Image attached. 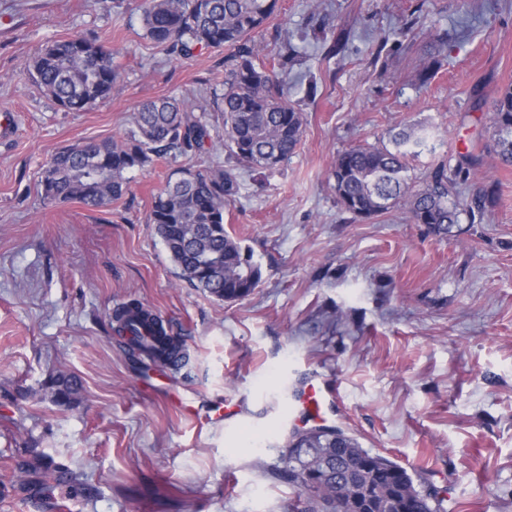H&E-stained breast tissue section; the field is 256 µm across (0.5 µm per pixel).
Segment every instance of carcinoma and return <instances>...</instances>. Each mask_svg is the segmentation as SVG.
Segmentation results:
<instances>
[{"label":"carcinoma","mask_w":512,"mask_h":512,"mask_svg":"<svg viewBox=\"0 0 512 512\" xmlns=\"http://www.w3.org/2000/svg\"><path fill=\"white\" fill-rule=\"evenodd\" d=\"M138 8L146 36L179 59L203 47L237 49L224 62V93L214 102L222 113L224 135L211 134V109L205 100L148 101L121 140L77 143L51 157L41 176L48 204L78 200L92 209L105 207L124 193L128 171L144 169L156 158H189L207 144L223 147L228 158L257 170L283 163L301 142L304 116L285 94L288 55L268 67L256 62L252 44L278 0H139ZM97 56L104 65L93 71L87 61ZM28 75L68 112L88 111L108 97L119 78L112 47L83 36L46 46L32 59ZM491 122L500 161L512 166V87L494 100ZM423 146L422 138L404 132L392 150L362 145L338 154L331 178L344 209L369 219L401 203L414 223L448 235L461 215L458 168L443 159L413 184L408 158ZM235 192L234 178L220 166L205 173L179 166L154 196L150 213L180 277L221 301L245 298L261 281L260 267L224 228V203ZM113 319L133 350L164 365L189 363L183 342L143 305L118 308ZM52 386L59 404L70 403L79 392L78 383L66 376L55 378ZM28 472L41 473L47 482L59 481L60 468L40 455L29 462ZM281 477L298 489L296 512H338L340 483L352 488L343 512H404L409 500L411 512H445L438 493L420 488L404 467L344 434L295 433Z\"/></svg>","instance_id":"1"}]
</instances>
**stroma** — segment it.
I'll use <instances>...</instances> for the list:
<instances>
[{"mask_svg":"<svg viewBox=\"0 0 512 512\" xmlns=\"http://www.w3.org/2000/svg\"><path fill=\"white\" fill-rule=\"evenodd\" d=\"M76 35L111 42L120 73L85 112L24 72ZM254 44L267 64L287 53L306 124L270 170L218 147L185 160L232 173L224 227L262 272L248 297L219 301L180 277L149 221L168 160L129 171L101 209L44 203L39 180L65 146L122 139L143 102L221 96L232 48L172 57L136 0H0V108L18 115L0 144V512H43L38 476L18 478L30 448L78 474L69 512H293L297 489L276 474L314 374L339 388L338 428L447 512H512V166L490 121L512 86V0H279ZM410 128L426 141L413 181L471 154L458 198L490 192L444 237L400 206L355 217L333 189L338 154ZM132 299L184 339L187 367L130 349L112 311ZM60 375L81 384L67 405L51 393Z\"/></svg>","mask_w":512,"mask_h":512,"instance_id":"35a3bbf8","label":"stroma"}]
</instances>
